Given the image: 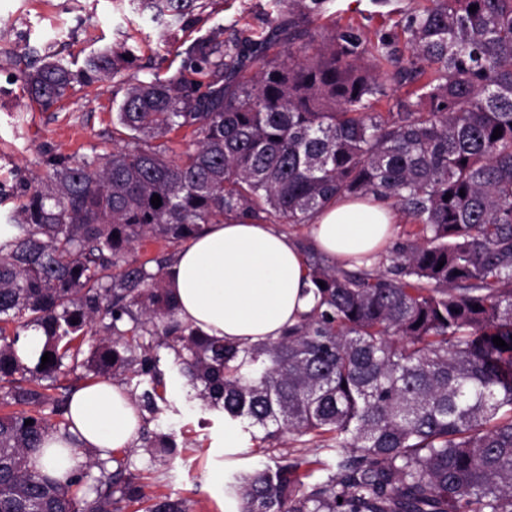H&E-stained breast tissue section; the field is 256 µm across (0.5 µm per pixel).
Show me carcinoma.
<instances>
[{
  "mask_svg": "<svg viewBox=\"0 0 512 512\" xmlns=\"http://www.w3.org/2000/svg\"><path fill=\"white\" fill-rule=\"evenodd\" d=\"M134 2L166 32L195 34L171 76L120 78L142 52L126 40L74 70L62 36L23 72L42 111L112 81L116 147L48 155L4 218L0 383L19 410L0 415V512H116L117 496L140 494L100 460L82 492L85 475L62 483L32 463L66 420L60 399L58 423L25 410L48 400L16 378L29 327L47 337L45 378L69 359L148 407L168 349L192 398L259 428L270 450L289 433L335 452L318 477L320 461L286 456L236 476L240 512H512V0H427L373 39L352 22L321 33L325 0H288L268 33L227 39L203 29L213 0ZM340 195L387 200L414 230L387 266L307 252L316 303L274 341L240 349L182 325L170 253L154 272L147 260L112 272L144 240L176 247L229 218L307 224ZM149 512L190 510L162 499Z\"/></svg>",
  "mask_w": 512,
  "mask_h": 512,
  "instance_id": "1",
  "label": "carcinoma"
}]
</instances>
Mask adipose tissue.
Here are the masks:
<instances>
[{
	"mask_svg": "<svg viewBox=\"0 0 512 512\" xmlns=\"http://www.w3.org/2000/svg\"><path fill=\"white\" fill-rule=\"evenodd\" d=\"M402 221L390 203L342 195L311 219L304 245L271 224L205 225L167 269L177 317L203 336L242 348L277 339L314 305L305 249L359 265L386 247ZM66 417L68 428L49 432L36 460L38 469L63 480L80 466V449L104 458L132 447L142 423L124 388L109 379L75 390Z\"/></svg>",
	"mask_w": 512,
	"mask_h": 512,
	"instance_id": "1",
	"label": "adipose tissue"
}]
</instances>
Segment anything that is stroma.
I'll return each mask as SVG.
<instances>
[{
    "mask_svg": "<svg viewBox=\"0 0 512 512\" xmlns=\"http://www.w3.org/2000/svg\"><path fill=\"white\" fill-rule=\"evenodd\" d=\"M425 2L327 0L325 17L341 25L359 23L372 34L392 29L400 13ZM275 16L271 0H216L210 21L261 31ZM57 28L70 37L67 60L78 65L91 51L128 36L148 38L142 55L160 74L170 75L181 64L168 53L162 27L133 13L128 0H0V188L6 192L1 214L19 205V183L45 174V152L79 161L113 148L111 86L98 93L74 92L47 112L31 107L23 93L16 55L25 45H45ZM159 356L165 384L145 429L168 435L175 449L157 461L140 443L112 453L109 469L125 468L144 492L143 498L122 500L119 512H147L150 497L159 495L185 501L191 512H238L237 501L227 493L229 482L238 472L272 464V452L241 422L234 425L233 447H226L222 414L190 400L185 379L171 369V354L163 350Z\"/></svg>",
    "mask_w": 512,
    "mask_h": 512,
    "instance_id": "obj_1",
    "label": "stroma"
}]
</instances>
